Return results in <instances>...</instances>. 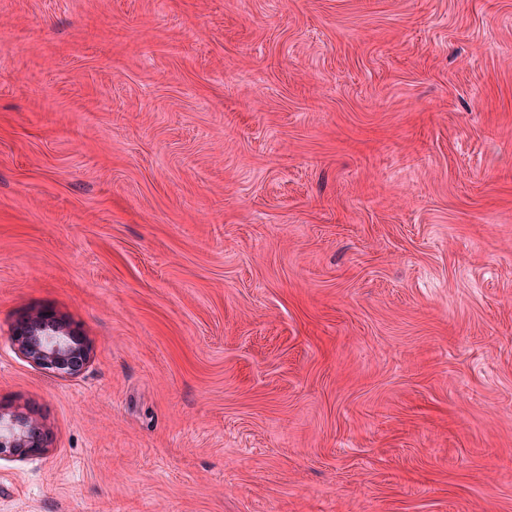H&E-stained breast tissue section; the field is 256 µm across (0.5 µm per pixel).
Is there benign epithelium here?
Listing matches in <instances>:
<instances>
[{
  "label": "benign epithelium",
  "instance_id": "obj_1",
  "mask_svg": "<svg viewBox=\"0 0 512 512\" xmlns=\"http://www.w3.org/2000/svg\"><path fill=\"white\" fill-rule=\"evenodd\" d=\"M20 351L37 365L62 374L78 373L84 363L82 349L71 333L54 323L36 321L16 337ZM44 447L40 428L21 413L0 412V455L36 452Z\"/></svg>",
  "mask_w": 512,
  "mask_h": 512
}]
</instances>
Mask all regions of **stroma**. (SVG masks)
<instances>
[{
    "label": "stroma",
    "instance_id": "35a3bbf8",
    "mask_svg": "<svg viewBox=\"0 0 512 512\" xmlns=\"http://www.w3.org/2000/svg\"><path fill=\"white\" fill-rule=\"evenodd\" d=\"M1 410L0 512H512V0H0ZM46 323L50 330H45ZM15 339L20 351L45 369L74 375L84 363L83 351L75 337L55 323L38 320L27 326ZM44 447L40 428L21 413L0 412V455L8 449L13 455L41 451Z\"/></svg>",
    "mask_w": 512,
    "mask_h": 512
}]
</instances>
